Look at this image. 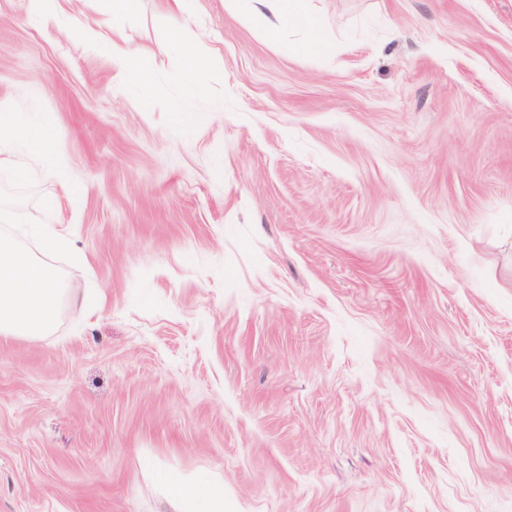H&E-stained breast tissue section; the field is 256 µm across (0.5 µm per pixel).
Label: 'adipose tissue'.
Returning <instances> with one entry per match:
<instances>
[{"label": "adipose tissue", "mask_w": 512, "mask_h": 512, "mask_svg": "<svg viewBox=\"0 0 512 512\" xmlns=\"http://www.w3.org/2000/svg\"><path fill=\"white\" fill-rule=\"evenodd\" d=\"M136 0H111V11L107 18L81 23L80 28L89 42H96L102 30L112 33L110 58L114 70L116 88H123L126 77L134 72L138 52L120 30L121 22L136 8ZM170 494L179 505V512H200L198 501H205L202 512H224V489L219 485L201 487L184 479L172 477L168 480Z\"/></svg>", "instance_id": "adipose-tissue-1"}]
</instances>
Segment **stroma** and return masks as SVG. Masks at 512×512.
Returning <instances> with one entry per match:
<instances>
[{"instance_id":"obj_1","label":"stroma","mask_w":512,"mask_h":512,"mask_svg":"<svg viewBox=\"0 0 512 512\" xmlns=\"http://www.w3.org/2000/svg\"><path fill=\"white\" fill-rule=\"evenodd\" d=\"M169 0L148 88L0 0V108H43L68 224L45 336H0V512H512V0ZM265 1L272 2L273 12L277 20L276 24L273 23L269 26L268 35L271 38L276 37L277 30L282 28L283 25H288V23L297 20H307L309 21L308 29L312 35V41L317 40L319 28L314 22L308 20L305 10V0H226L227 7L241 15H246L253 9L254 2ZM314 44L318 46V41H315ZM170 494L179 505L178 512H224V488L211 485L203 488L184 479L169 477ZM203 498L205 510H197L198 501Z\"/></svg>"}]
</instances>
